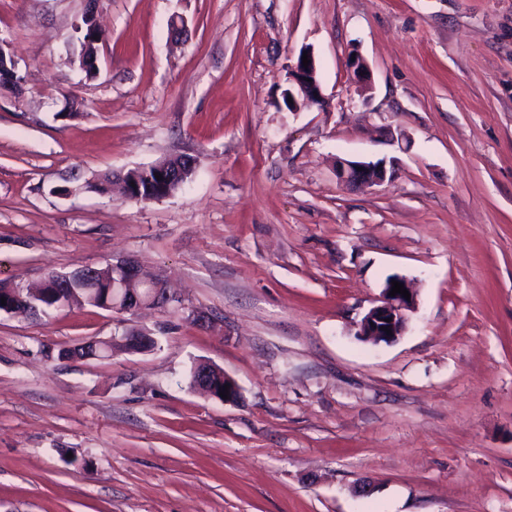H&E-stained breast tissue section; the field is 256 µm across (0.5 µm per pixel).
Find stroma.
<instances>
[{"label":"stroma","instance_id":"1","mask_svg":"<svg viewBox=\"0 0 512 512\" xmlns=\"http://www.w3.org/2000/svg\"><path fill=\"white\" fill-rule=\"evenodd\" d=\"M84 8L0 0L26 74L0 94V282L129 257L201 318L0 312V512H512V0H97L91 79ZM305 48L326 103L291 112ZM175 155L165 198L89 188ZM339 158L396 173L349 186ZM392 275L416 308L375 345ZM132 330L155 347L58 356ZM201 361L237 402L191 387ZM392 280L404 285V288L410 294V300H406L399 293L395 296H389L392 289ZM415 305L416 294L409 282L402 276L390 277L382 288L377 304L361 320L358 327V336H362L366 341L374 344L389 343L396 340L405 331L408 315L415 309ZM386 319H390V322H386ZM381 326L391 330V334L380 330Z\"/></svg>","mask_w":512,"mask_h":512}]
</instances>
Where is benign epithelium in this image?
I'll return each instance as SVG.
<instances>
[{"label":"benign epithelium","mask_w":512,"mask_h":512,"mask_svg":"<svg viewBox=\"0 0 512 512\" xmlns=\"http://www.w3.org/2000/svg\"><path fill=\"white\" fill-rule=\"evenodd\" d=\"M310 63L303 66L302 58L288 67V96L292 103L288 104V111L298 112L303 108L312 109L321 107L324 95L317 76V66L313 54H308ZM348 69L356 82L363 90L372 87L371 75L368 63L359 55L348 60ZM336 177L339 181L348 184L381 185L393 178L395 169L387 168L385 160L357 161L338 158L335 166ZM112 310L131 312L136 309L153 306L169 308L180 304L178 297L171 295L167 288H153L148 294L134 293L127 288L140 279L142 269L139 263L131 259H118L112 263ZM398 281L408 290L410 298L406 299L401 294L390 295L392 281ZM11 297L14 302L7 310L21 307L31 309L35 307L34 298L26 293L24 288L11 289ZM416 294L409 282L402 276H395L385 282L382 293L374 305L363 317L358 327V335L374 344L389 343L396 340L406 329L408 315L415 309ZM216 368L207 363H199L195 366V388L205 392L209 396H215V389L211 388L209 379Z\"/></svg>","instance_id":"1"}]
</instances>
